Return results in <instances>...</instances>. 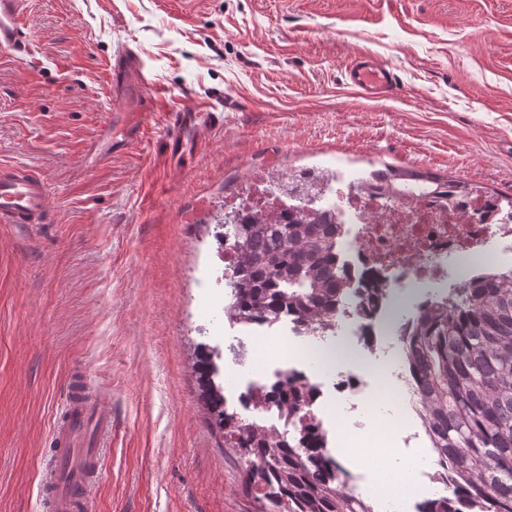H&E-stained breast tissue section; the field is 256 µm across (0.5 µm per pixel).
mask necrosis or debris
<instances>
[{
    "label": "necrosis or debris",
    "mask_w": 512,
    "mask_h": 512,
    "mask_svg": "<svg viewBox=\"0 0 512 512\" xmlns=\"http://www.w3.org/2000/svg\"><path fill=\"white\" fill-rule=\"evenodd\" d=\"M320 177L325 191L307 210L342 225L339 253L355 295L333 320L303 330L289 325V335L300 336L302 343L289 347L287 358L293 365L311 364L323 373L322 381L306 376L302 383L313 388L311 412L326 426L327 447L345 441L363 448L367 427L399 428L404 415L394 413L388 421L378 416L368 423L357 420L361 409L376 404L378 394L364 377L335 371L337 348L360 343L373 355L377 377L406 383L398 361L388 357L391 339L403 325L399 308L415 291L432 302L445 288L457 287L477 272L512 264V219L485 197L454 192L430 197L411 184L392 198L381 185H353L337 169ZM295 205V200L272 194L267 181L259 179L232 209L241 217L275 224Z\"/></svg>",
    "instance_id": "4bbe7bcc"
}]
</instances>
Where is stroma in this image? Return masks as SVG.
I'll return each mask as SVG.
<instances>
[{"mask_svg":"<svg viewBox=\"0 0 512 512\" xmlns=\"http://www.w3.org/2000/svg\"><path fill=\"white\" fill-rule=\"evenodd\" d=\"M21 58L0 50V163L34 169L42 224L0 223V512L38 490L68 378L112 416L87 512H257L199 396L195 348L234 330L215 305L224 201L257 170L383 163L512 194V0H31ZM139 49L165 109L87 170L121 122L107 64ZM367 55L396 76L371 97ZM223 126L168 156V111ZM352 84L369 95H385L396 85L395 75L384 65L365 57H358L348 68Z\"/></svg>","mask_w":512,"mask_h":512,"instance_id":"35a3bbf8","label":"stroma"}]
</instances>
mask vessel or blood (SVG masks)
I'll return each mask as SVG.
<instances>
[{"label": "vessel or blood", "instance_id": "vessel-or-blood-1", "mask_svg": "<svg viewBox=\"0 0 512 512\" xmlns=\"http://www.w3.org/2000/svg\"><path fill=\"white\" fill-rule=\"evenodd\" d=\"M28 0H0V48L29 52L23 40V19ZM352 84L369 95L389 93L396 83L391 70L365 57L356 58L348 68ZM109 82L113 96H135L134 117L115 130L103 129L102 137L112 143L111 149L88 144L84 152L89 168L105 165L111 151L137 144L145 135V115L161 104L160 90L146 76L141 57L131 47L113 54L109 63ZM175 131L168 139L169 152L180 151L181 131L205 125L223 124L222 113L205 107L176 110L170 114ZM47 209V192L42 180L29 169L0 165V223L37 224ZM112 431V418L96 398L70 389L62 415L57 417L51 439L50 464L46 470L41 494L46 512H82L88 494L97 483L104 464V448Z\"/></svg>", "mask_w": 512, "mask_h": 512}]
</instances>
